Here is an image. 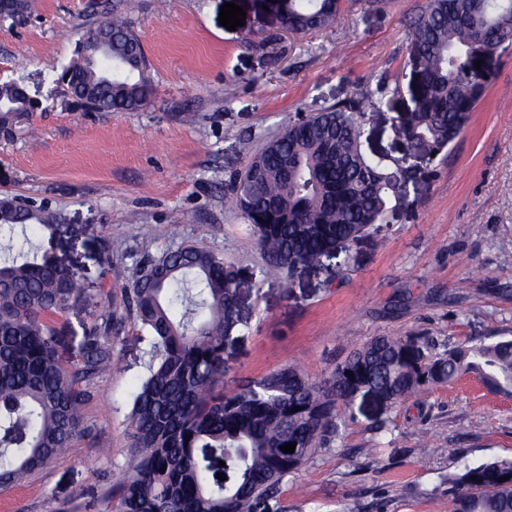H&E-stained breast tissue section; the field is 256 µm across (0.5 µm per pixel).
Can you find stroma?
Returning a JSON list of instances; mask_svg holds the SVG:
<instances>
[{
    "instance_id": "stroma-1",
    "label": "stroma",
    "mask_w": 512,
    "mask_h": 512,
    "mask_svg": "<svg viewBox=\"0 0 512 512\" xmlns=\"http://www.w3.org/2000/svg\"><path fill=\"white\" fill-rule=\"evenodd\" d=\"M224 2L36 0L24 21L0 22V83H17L36 106L0 138V199L57 213L34 253L78 268L85 288L48 320L60 355L72 358L105 318H124L119 367L92 386L85 433L48 468L0 489V512H103L151 348L122 287L144 259L183 243L258 274L264 257L226 202L229 178L297 112L378 82L401 90L368 108L362 148L403 171L406 185L385 223L323 269L258 275L243 288L250 325L224 353L227 380L289 365L323 380L377 336H420L438 354L512 339V48L485 60L482 99L459 137L433 153L398 131L411 105L409 19L426 0H346L334 27L305 35L266 23L254 0H234L246 19L228 30L218 21ZM116 11L142 43L151 93L136 112H87L60 75L81 36ZM490 457L512 458V398L473 376L382 408L361 396L329 445L255 512H452L449 476Z\"/></svg>"
}]
</instances>
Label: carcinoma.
Segmentation results:
<instances>
[{"instance_id": "1", "label": "carcinoma", "mask_w": 512, "mask_h": 512, "mask_svg": "<svg viewBox=\"0 0 512 512\" xmlns=\"http://www.w3.org/2000/svg\"><path fill=\"white\" fill-rule=\"evenodd\" d=\"M272 25L296 34L333 26L341 0H266ZM404 69L411 107L400 131L441 151L483 95L475 61L512 46V0H427L410 19ZM63 78L82 106L134 112L150 86L132 25L107 16L78 43ZM0 127L27 114L18 84H0ZM366 94L298 116L256 152L227 194L265 259V275L318 268L386 221L394 174L361 145ZM261 220H256V217ZM56 216L0 200V234L49 230ZM245 271L194 244L171 247L122 289L125 308L153 338L147 374L125 422L131 454L104 512H253L339 430L341 407L365 390L392 405L463 373L512 396V340L461 345L435 359L419 336H378L319 382L283 367L224 390V353L248 328ZM82 291L81 274L19 252L0 260V489L53 463L81 433L90 386L114 365L111 324L84 334L65 361L48 317ZM353 375H346V371ZM296 444L285 453L280 446ZM225 462L219 466V462ZM222 473L226 480L217 479ZM509 476L506 481L500 478ZM455 512H512V459H493L451 482Z\"/></svg>"}]
</instances>
